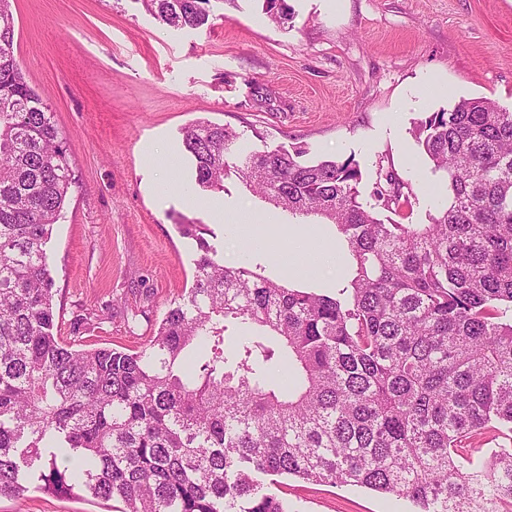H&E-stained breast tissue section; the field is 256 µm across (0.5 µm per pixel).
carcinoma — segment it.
<instances>
[{
    "mask_svg": "<svg viewBox=\"0 0 512 512\" xmlns=\"http://www.w3.org/2000/svg\"><path fill=\"white\" fill-rule=\"evenodd\" d=\"M210 0H143L199 29ZM0 0V497L28 485L121 499L124 512H288L275 477L359 486L411 512H512V111L462 98L414 136L446 179L426 224L384 222L416 196L394 173L360 199L354 159L251 151L256 194L336 227L332 293L227 267L202 224L193 284L136 352L58 336L47 257L76 184L65 137L14 54ZM237 134L183 129L204 191ZM506 442L485 449L502 429Z\"/></svg>",
    "mask_w": 512,
    "mask_h": 512,
    "instance_id": "carcinoma-1",
    "label": "carcinoma"
}]
</instances>
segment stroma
I'll list each match as a JSON object with an SVG mask.
<instances>
[{
  "label": "stroma",
  "instance_id": "1",
  "mask_svg": "<svg viewBox=\"0 0 512 512\" xmlns=\"http://www.w3.org/2000/svg\"><path fill=\"white\" fill-rule=\"evenodd\" d=\"M207 25L175 30L141 0H12L22 70L67 137L78 183L49 244L60 335L138 350L193 283L198 246L177 219L205 225L225 265L250 262L301 288L335 289L315 254L288 266L287 240L254 247L248 221L289 225L229 174L196 187L182 129L235 130L252 150L304 146L309 159H355L362 199L380 172L417 194L381 219L424 224L446 204L412 129L459 99L512 110V0H211ZM264 88L267 99L257 97ZM288 512H409L360 487L279 477ZM77 491L0 498V512H122Z\"/></svg>",
  "mask_w": 512,
  "mask_h": 512
}]
</instances>
